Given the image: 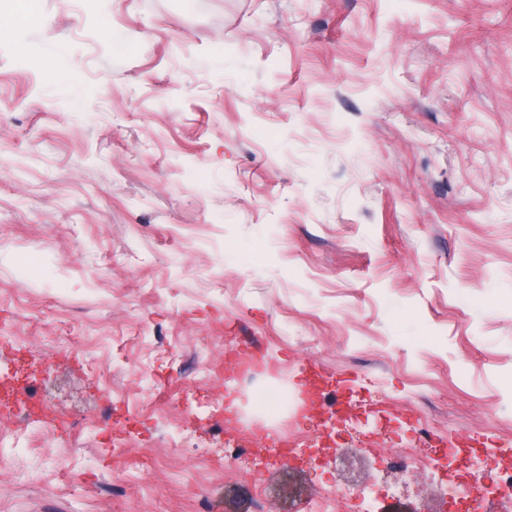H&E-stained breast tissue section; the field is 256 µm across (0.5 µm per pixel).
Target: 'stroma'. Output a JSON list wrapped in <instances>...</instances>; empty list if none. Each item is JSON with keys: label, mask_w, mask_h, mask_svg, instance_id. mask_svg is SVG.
Masks as SVG:
<instances>
[{"label": "stroma", "mask_w": 512, "mask_h": 512, "mask_svg": "<svg viewBox=\"0 0 512 512\" xmlns=\"http://www.w3.org/2000/svg\"><path fill=\"white\" fill-rule=\"evenodd\" d=\"M310 365L512 461V0H39L0 35V512H284L256 491L290 470L321 497ZM30 388L83 410L78 451ZM285 397L301 459L225 464L207 406L271 429ZM348 445L375 512L455 482Z\"/></svg>", "instance_id": "stroma-1"}]
</instances>
